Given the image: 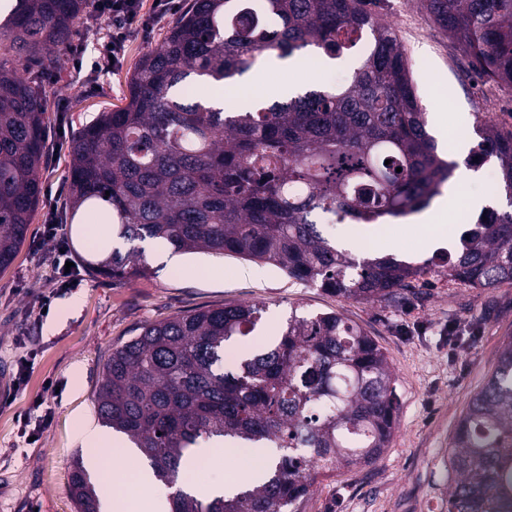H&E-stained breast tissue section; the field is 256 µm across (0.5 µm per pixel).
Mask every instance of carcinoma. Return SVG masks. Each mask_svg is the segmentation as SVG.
<instances>
[{"label": "carcinoma", "mask_w": 512, "mask_h": 512, "mask_svg": "<svg viewBox=\"0 0 512 512\" xmlns=\"http://www.w3.org/2000/svg\"><path fill=\"white\" fill-rule=\"evenodd\" d=\"M87 0H16L0 23V270L23 245L40 203L48 102L29 71L58 65ZM367 0H189L163 42L142 54L125 107L100 112L72 139L65 223L116 224L133 244L87 261L122 280L149 272L136 241L177 252L264 261L288 277L354 300L403 303L430 262L362 260L316 217L374 224L426 207L458 163L439 149L411 65ZM487 79L512 88V0H419ZM346 81L227 109L208 93L261 60L340 59L362 37ZM472 155L499 160L507 207L479 217L444 275L470 288L512 284V130L483 123ZM391 160L385 164V160ZM401 171H396V168ZM110 195H105V192ZM257 303L196 310L144 326L112 349L94 402L101 422L139 449L173 489L170 512H299L321 471L376 462L399 403L380 346L335 312L288 317L274 345L224 370V344L251 335ZM223 437L275 448L262 484L201 500L177 487L186 451ZM445 512H512V338L472 397L451 443ZM77 512H101L82 463Z\"/></svg>", "instance_id": "carcinoma-1"}]
</instances>
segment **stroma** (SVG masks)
I'll return each mask as SVG.
<instances>
[{"instance_id": "1", "label": "stroma", "mask_w": 512, "mask_h": 512, "mask_svg": "<svg viewBox=\"0 0 512 512\" xmlns=\"http://www.w3.org/2000/svg\"><path fill=\"white\" fill-rule=\"evenodd\" d=\"M373 9L396 30L417 81L421 102L438 98L448 114L449 144L459 135L476 140L484 121L512 130V90L482 79L472 60L440 30L418 0H376ZM173 22L165 17L151 34H133L121 69L85 86L99 38L107 24L75 26L87 45L83 61L62 59L44 76L51 93L47 114L48 155L41 170L44 196L14 263L0 271V512H76L69 475L84 452L73 419L96 420L94 394L112 347L145 325L202 308L231 303L265 306L263 320L249 339L224 346L232 365L268 345L292 311L337 312L361 325L387 354L399 400L397 427L389 448L375 464L318 475L301 512H441L448 493L451 442L471 396L495 368L498 351L512 338V285L471 288L448 281L440 268L414 281V295L402 309L359 302L292 279L270 264L209 253L183 255V269L149 258L148 276L115 281L87 269L88 250L77 244L68 259L73 282L59 287L53 255L40 234L44 224L63 216L70 157L67 142L98 112L127 103L128 79L148 49L160 44ZM384 230L356 253L393 255L411 262L436 260L447 241L421 251L430 233L408 218H388ZM52 299L48 315L38 300ZM78 308L68 318V301ZM26 382L13 389L18 368ZM81 371V389L71 388V370ZM57 386L47 395L46 385ZM50 408L51 421L37 445L19 430L23 414Z\"/></svg>"}]
</instances>
